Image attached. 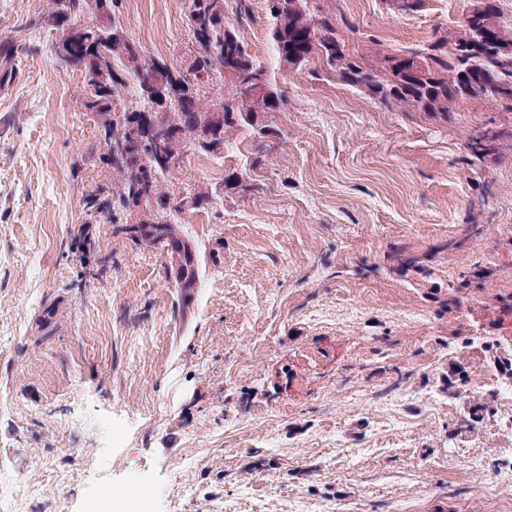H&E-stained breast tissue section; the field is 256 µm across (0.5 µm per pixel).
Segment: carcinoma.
Returning a JSON list of instances; mask_svg holds the SVG:
<instances>
[{
	"instance_id": "obj_1",
	"label": "carcinoma",
	"mask_w": 512,
	"mask_h": 512,
	"mask_svg": "<svg viewBox=\"0 0 512 512\" xmlns=\"http://www.w3.org/2000/svg\"><path fill=\"white\" fill-rule=\"evenodd\" d=\"M122 0H52L53 11L36 19L60 31L79 26L80 43L59 64L80 71L82 86L78 108L99 120L100 161L107 166L109 188L105 195L89 190L83 198L86 223L118 224L145 203L161 223L145 229L153 244L179 256L167 278L188 297L199 279V260L192 243L172 220V212L198 210L212 200V193L195 189L174 198L167 187L177 166L164 151L151 156L137 147L135 133L149 130L177 150L174 137L189 132L224 146L237 130L246 128L259 138H276L280 129L275 114L284 105V94L270 68L251 50V45L229 14L243 19L251 13V0H186L185 19L199 46L186 65L173 67L162 58L144 55L122 26ZM501 0H490L489 13L461 35L471 37L476 52L460 55L448 38L435 39L419 48L389 53L388 64L375 65L368 55L346 50L336 11L326 0H266L269 40L278 68L301 70L319 58L329 77L349 87L389 112L418 114L430 120L448 121L463 102L480 101L497 111L512 112L489 89V82L512 85V53L493 54L487 33L496 30L512 37V17H504ZM233 67L237 84L224 87L214 74ZM132 97L124 109V121L111 117L116 102ZM472 155L481 159L493 149L486 135L469 137ZM397 268L410 275L427 293L455 301L457 288L437 281L436 271L422 258L396 257ZM490 363L505 380H512V352L499 343L486 344Z\"/></svg>"
}]
</instances>
